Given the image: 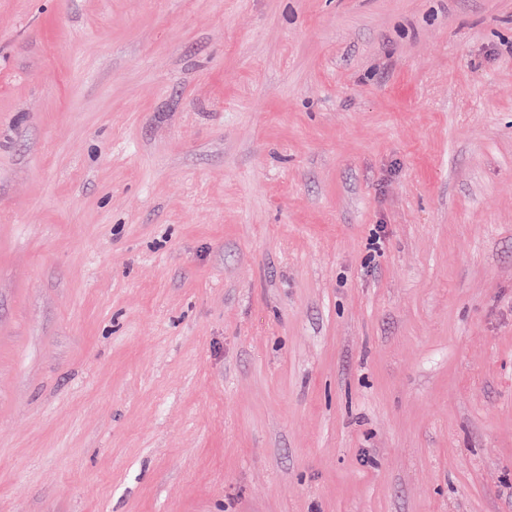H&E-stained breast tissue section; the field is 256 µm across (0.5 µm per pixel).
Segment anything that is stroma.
Returning <instances> with one entry per match:
<instances>
[{
  "label": "stroma",
  "instance_id": "obj_1",
  "mask_svg": "<svg viewBox=\"0 0 512 512\" xmlns=\"http://www.w3.org/2000/svg\"><path fill=\"white\" fill-rule=\"evenodd\" d=\"M0 512H512V0H0Z\"/></svg>",
  "mask_w": 512,
  "mask_h": 512
}]
</instances>
